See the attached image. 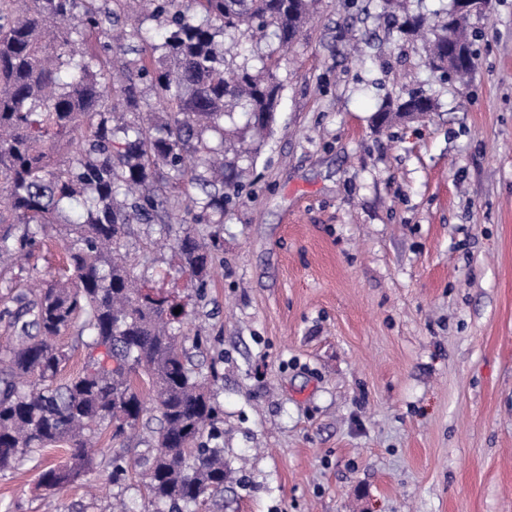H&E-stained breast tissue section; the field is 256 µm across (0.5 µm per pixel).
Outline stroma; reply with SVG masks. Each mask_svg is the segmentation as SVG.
I'll return each instance as SVG.
<instances>
[{
  "mask_svg": "<svg viewBox=\"0 0 512 512\" xmlns=\"http://www.w3.org/2000/svg\"><path fill=\"white\" fill-rule=\"evenodd\" d=\"M467 29L475 70L449 81L377 0H319L249 184L195 227L219 236L204 291L179 272L182 225H130L128 266L183 305L178 334L215 377L228 471L202 512H512V0ZM408 91L435 111L376 127ZM63 255L55 239L0 275L34 293ZM148 418L100 436L97 495L40 486L61 445L0 472V512H153L110 466L150 447Z\"/></svg>",
  "mask_w": 512,
  "mask_h": 512,
  "instance_id": "35a3bbf8",
  "label": "stroma"
}]
</instances>
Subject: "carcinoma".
<instances>
[{
    "instance_id": "carcinoma-1",
    "label": "carcinoma",
    "mask_w": 512,
    "mask_h": 512,
    "mask_svg": "<svg viewBox=\"0 0 512 512\" xmlns=\"http://www.w3.org/2000/svg\"><path fill=\"white\" fill-rule=\"evenodd\" d=\"M129 0H0V260L30 255L54 236L65 242L62 273L39 292L16 294L0 316L12 331L0 346V471L64 443L68 460L48 467V489L93 467V436L123 439L152 403L162 417L152 453L134 460L157 505H202L224 490L219 409L195 372L168 298L133 287L119 249L130 224L157 220L169 182L186 180L201 198L179 222L181 272L207 286L209 256L192 225L224 223V206L245 184L243 164L271 131L282 84L277 48L292 44L311 0H148L143 20L164 19L161 45L141 33L136 47L104 22ZM402 36L429 41L441 73L449 9L428 19L380 0ZM226 36L241 47H219ZM176 63L157 72L156 49ZM132 54L120 67L112 56ZM150 80L166 119L145 127L115 112L153 110L138 82ZM422 93L386 101L374 120L432 112ZM80 323L89 336L76 376L56 377L66 354L55 339Z\"/></svg>"
}]
</instances>
